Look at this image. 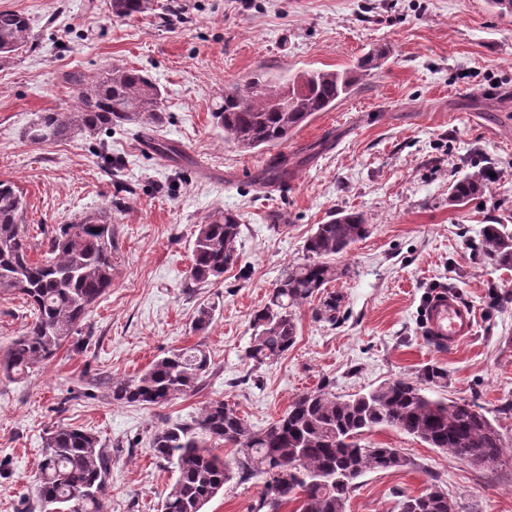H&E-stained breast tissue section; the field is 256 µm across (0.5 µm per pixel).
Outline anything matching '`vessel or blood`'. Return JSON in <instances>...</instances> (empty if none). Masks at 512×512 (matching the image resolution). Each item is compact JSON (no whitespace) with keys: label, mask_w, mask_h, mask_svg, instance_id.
Here are the masks:
<instances>
[{"label":"vessel or blood","mask_w":512,"mask_h":512,"mask_svg":"<svg viewBox=\"0 0 512 512\" xmlns=\"http://www.w3.org/2000/svg\"><path fill=\"white\" fill-rule=\"evenodd\" d=\"M423 323L435 348L451 349L472 336L476 315L471 307L454 294L438 290L424 307Z\"/></svg>","instance_id":"1"}]
</instances>
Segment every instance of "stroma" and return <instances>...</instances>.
<instances>
[{
    "label": "stroma",
    "mask_w": 512,
    "mask_h": 512,
    "mask_svg": "<svg viewBox=\"0 0 512 512\" xmlns=\"http://www.w3.org/2000/svg\"><path fill=\"white\" fill-rule=\"evenodd\" d=\"M171 2L128 18L110 0H0L32 27L28 47L0 66V180L25 197L30 255L46 251L40 225L101 211L117 247L112 288L72 341L23 379L0 377V512L34 500L56 427L90 430L111 456L105 512H158L172 477L148 444L164 423L221 398L258 429L300 393L325 384L345 397L429 363L448 370L445 396L497 426L501 465L476 468L381 427L364 444L399 449L411 464L363 474L345 512H396L399 496L434 482L457 512H512V270L479 250L485 225L512 232V14L487 0H179L184 17L171 21ZM372 46L388 51L382 69L277 146L287 181H259L268 152L225 142L212 122L225 85L260 70L350 68ZM111 63L159 84L165 112L153 139L135 124L46 144L25 137L39 112L75 107L70 74ZM480 169L495 174L491 192L449 205L451 184ZM224 210L240 217L238 259L220 285L193 283L194 231ZM341 211L363 212L372 227L345 258L338 322L315 321L305 303L295 346L255 367L246 357L254 311L303 258L313 228ZM438 288L477 319L473 336L447 350L421 323ZM207 303L214 318L201 333L195 318ZM198 343L211 356L199 392L160 408L113 401L110 380ZM257 495L256 481H232L203 512H251Z\"/></svg>",
    "instance_id": "1"
}]
</instances>
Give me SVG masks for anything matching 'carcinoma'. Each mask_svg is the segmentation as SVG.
Here are the masks:
<instances>
[{
    "mask_svg": "<svg viewBox=\"0 0 512 512\" xmlns=\"http://www.w3.org/2000/svg\"><path fill=\"white\" fill-rule=\"evenodd\" d=\"M121 16L142 14L150 0H110ZM31 39L25 15L0 11V64L24 50ZM387 53L373 48L353 70L259 71L224 90L212 111L224 139L238 148L271 149L317 112L348 97L362 78L380 69ZM77 106L69 112H40L26 131L33 143L62 141L104 128L142 124V135L161 120L163 92L142 71L110 64L93 76L70 78ZM292 97H287V94ZM288 98V105L278 102ZM488 189L483 171L468 173L450 187L449 199L464 205ZM23 198L18 187L0 180V295H17L30 307L25 331L0 351V375L17 379L51 359L76 326L111 288L116 269L115 230L105 215H87L46 233L47 257L33 261L21 230ZM370 232L362 212H338L317 225L305 240V258L287 264L253 316L248 359L278 362L294 346L296 309L314 296L313 317L336 324L343 296L332 286L349 275L341 258ZM238 215L219 211L197 225L188 278L214 284L237 260ZM484 260L512 270V234L495 224L483 228ZM211 366L201 344L174 349L142 373L112 380V400L157 408L202 389ZM448 387V370L427 364L416 379H388L349 399L321 386L299 394L267 426L254 430L222 399H211L197 415L164 424L149 441L155 460L174 480L160 512H202L224 485L260 479L252 512H344L355 480L368 471L401 469L410 461L395 448L361 444V436L393 427L449 456L481 466L501 463L504 448L497 426L475 405L438 395ZM111 459L98 437L78 426H60L44 440L35 509L38 512H103L109 492ZM412 512H454L433 490L405 496L398 504Z\"/></svg>",
    "mask_w": 512,
    "mask_h": 512,
    "instance_id": "obj_1",
    "label": "carcinoma"
}]
</instances>
